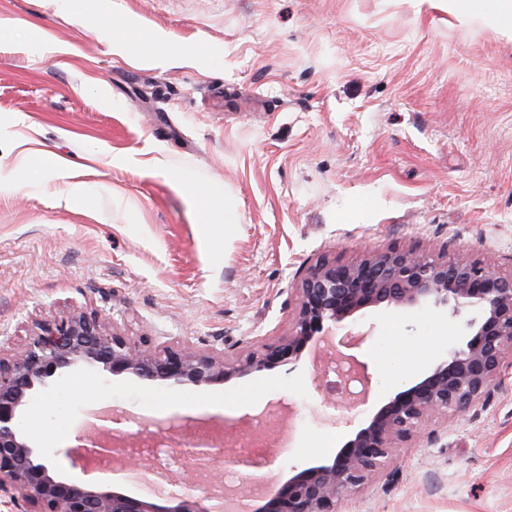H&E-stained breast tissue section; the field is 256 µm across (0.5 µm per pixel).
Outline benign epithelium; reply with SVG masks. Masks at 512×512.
Instances as JSON below:
<instances>
[{"instance_id":"7a95c632","label":"benign epithelium","mask_w":512,"mask_h":512,"mask_svg":"<svg viewBox=\"0 0 512 512\" xmlns=\"http://www.w3.org/2000/svg\"><path fill=\"white\" fill-rule=\"evenodd\" d=\"M296 306L288 334L257 340L237 350L202 349L186 341L154 347L144 337L109 331L98 315L54 317L37 324L24 348L0 353V498L28 512H210L204 492L160 501L65 477L44 461L25 436L21 421L31 397L48 392L74 370L128 375L169 387L232 384L298 361L306 350L327 348L356 363L361 390L367 367L337 346L353 336H336L369 311L432 306L449 313L465 337L417 380L401 387L373 411L336 454L294 471L263 496L261 512H338V503L364 486L389 463L394 449L423 436L435 418L459 416L488 398L506 357H512V274L478 261L447 258L415 249L366 253L349 262L319 259L302 269L293 289ZM123 442L105 440L84 452H67L72 467L87 469L96 458L120 460Z\"/></svg>"}]
</instances>
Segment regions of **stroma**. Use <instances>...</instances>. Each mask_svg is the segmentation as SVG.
<instances>
[{
	"mask_svg": "<svg viewBox=\"0 0 512 512\" xmlns=\"http://www.w3.org/2000/svg\"><path fill=\"white\" fill-rule=\"evenodd\" d=\"M495 0H0V351L33 324L96 312L162 346L247 347L287 334L299 272L417 247L512 273V22ZM122 12L126 26L111 25ZM161 36L154 63L112 40ZM83 194L66 202L70 186ZM358 356L379 402L463 339L432 308L378 309ZM245 399L242 407L232 398ZM245 438L289 439L285 475L335 454L361 408L307 360L233 385L170 390L77 370L22 429L62 458L107 429L138 444L171 403ZM396 460L341 512H512V368L492 394ZM129 493L180 495L193 461Z\"/></svg>",
	"mask_w": 512,
	"mask_h": 512,
	"instance_id": "1",
	"label": "stroma"
}]
</instances>
